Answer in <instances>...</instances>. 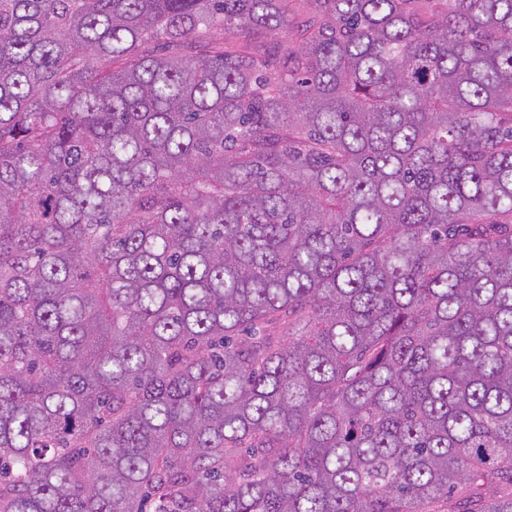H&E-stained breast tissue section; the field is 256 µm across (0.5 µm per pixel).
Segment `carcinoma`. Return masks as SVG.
I'll use <instances>...</instances> for the list:
<instances>
[{"label":"carcinoma","mask_w":512,"mask_h":512,"mask_svg":"<svg viewBox=\"0 0 512 512\" xmlns=\"http://www.w3.org/2000/svg\"><path fill=\"white\" fill-rule=\"evenodd\" d=\"M0 512H512V0H0Z\"/></svg>","instance_id":"obj_1"}]
</instances>
